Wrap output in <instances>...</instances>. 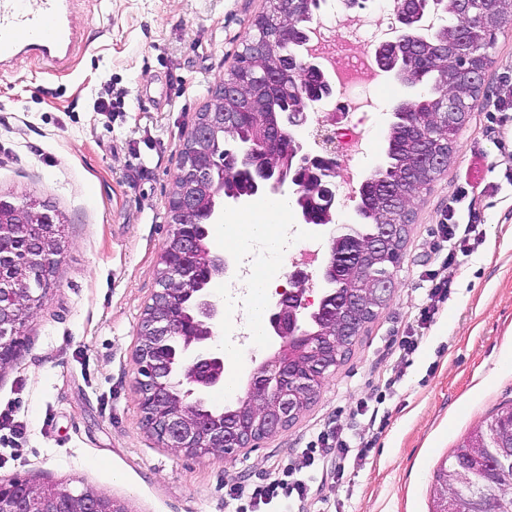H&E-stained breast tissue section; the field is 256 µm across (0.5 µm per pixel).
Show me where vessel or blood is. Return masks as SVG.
<instances>
[{
	"label": "vessel or blood",
	"mask_w": 512,
	"mask_h": 512,
	"mask_svg": "<svg viewBox=\"0 0 512 512\" xmlns=\"http://www.w3.org/2000/svg\"><path fill=\"white\" fill-rule=\"evenodd\" d=\"M78 0H0V68L27 55L47 71L70 68L86 46L73 23Z\"/></svg>",
	"instance_id": "obj_1"
}]
</instances>
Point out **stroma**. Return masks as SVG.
I'll list each match as a JSON object with an SVG mask.
<instances>
[{
	"mask_svg": "<svg viewBox=\"0 0 512 512\" xmlns=\"http://www.w3.org/2000/svg\"><path fill=\"white\" fill-rule=\"evenodd\" d=\"M264 0H80L87 47L70 72L19 58L0 71V197H36L65 224V248L44 306L0 364V409L25 429L0 430V482L63 483L121 501L128 512H228L230 488L274 477L314 433L337 424L359 433L364 459L316 480L299 512H433L436 474L472 431L512 407V155L490 142L487 106L512 77V24L499 34L481 93L454 138L450 162L410 202L403 258L387 308L361 329L350 354L284 431L223 458L158 442L141 420L136 349L170 237L168 201L186 133L226 79ZM366 126L367 176L386 160L394 108L418 94L388 75ZM111 97L112 111L94 102ZM473 186L482 242L443 268L438 227L449 199ZM306 224L297 205L282 223L296 246L328 252L334 225ZM445 269L447 302L418 329L426 273ZM423 332L409 364L403 336ZM402 379L385 381L394 371ZM380 399L376 418L355 413Z\"/></svg>",
	"mask_w": 512,
	"mask_h": 512,
	"instance_id": "obj_1",
	"label": "stroma"
}]
</instances>
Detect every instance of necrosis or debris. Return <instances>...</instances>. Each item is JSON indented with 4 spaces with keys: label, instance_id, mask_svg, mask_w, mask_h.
Listing matches in <instances>:
<instances>
[{
    "label": "necrosis or debris",
    "instance_id": "1",
    "mask_svg": "<svg viewBox=\"0 0 512 512\" xmlns=\"http://www.w3.org/2000/svg\"><path fill=\"white\" fill-rule=\"evenodd\" d=\"M372 27L379 29L382 39H389L392 26L382 10L355 18L339 15L333 21L320 22L315 39L316 52L334 69L336 92L345 101L342 112L334 117L338 126V181L343 190L353 188L359 175L354 161L371 147L363 123L365 114L374 109L376 102L366 91L380 87L382 81L361 35Z\"/></svg>",
    "mask_w": 512,
    "mask_h": 512
}]
</instances>
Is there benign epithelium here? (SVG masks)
<instances>
[{"mask_svg":"<svg viewBox=\"0 0 512 512\" xmlns=\"http://www.w3.org/2000/svg\"><path fill=\"white\" fill-rule=\"evenodd\" d=\"M275 11L258 15L252 25L265 33L264 39L254 44L255 54L262 59L263 76L254 83L241 81L233 76L222 81L212 91L196 121L183 150L188 162L179 167L181 188L171 194L168 209L175 218V227L164 253L167 262L159 276L162 287L153 295L142 320L140 342L136 358L138 385L141 395L142 422L163 444L190 455L221 457L233 448H251L256 441L273 435L293 422L303 404L318 395L326 375V368L306 360L309 355L322 357L336 354V337L321 328L309 333L302 327L309 313H321L330 320H339L346 335L357 334V317L366 310L378 312L388 302L392 281L376 280L367 265V257L388 255L397 250L403 237L402 224H380L371 238L370 251L359 245L356 227L350 222L336 225V236L331 238L329 257L322 267V278L327 281L334 269L355 265L359 271L361 287L347 293L340 289L322 296L314 302L305 296L303 288L307 274L295 270L289 275L293 289L284 290L268 323L281 340L273 361L259 365L248 384L246 396L238 399L241 408L237 415L227 418L224 413L213 414L204 409L203 401L188 400L194 389L218 385L224 378V352L209 340L214 329L224 322L223 303L213 298L205 284L215 277H222L230 270L229 260L221 254L205 249L197 239L192 217L199 198L206 193L216 195L218 188L212 179L206 146L238 119V113L225 108V102L243 96L273 93L281 83L283 70L279 62L269 61L270 52L278 42L290 38L284 24L286 14L306 10L309 0H274ZM472 0H448V25L456 28L452 43L436 41L438 29L428 20L419 26L420 39L434 45L435 53L448 54L468 62L476 58L477 44L473 35L484 30L501 13L502 0H483L481 10L475 12ZM394 39L377 50L376 60L382 73L393 71L388 63L389 51L405 35L401 27L393 28ZM491 58L483 59L481 66H467L462 77L471 86L482 84ZM333 97L332 86L319 98H307L291 108L283 117L296 151L303 152L308 160L307 170L291 168L267 151L259 153L252 145L245 144L227 160L226 173L236 179L248 178L255 191L261 195L277 193L287 182L294 186L296 200L307 201L316 207L317 217L303 216L328 224L331 209L336 205V178L338 164L334 136L323 127L317 128L314 139L319 151L315 154L304 150L297 139V128L307 123L309 115L322 112ZM466 102L452 93L443 92L439 98L438 121L417 123L422 142L418 160L434 169L448 164L452 141H439L440 130L463 124L467 116L461 114ZM24 235L31 239V262L57 264L62 250L58 242L49 237L47 226L29 218V211H7L0 205V245ZM189 295L193 300L196 327L182 325L180 297ZM46 289L31 284L30 268L24 267L16 274L14 287L0 296V361L8 360L14 336L21 323L42 306ZM182 343V352L189 353L183 360L166 359L162 350L172 338ZM185 378L190 389L180 394L171 382L173 373ZM512 422L501 430L498 442L487 449L502 468L512 469ZM0 512H127L125 506L96 491H84L76 504L63 502L56 484L35 485L24 482L0 483Z\"/></svg>","mask_w":512,"mask_h":512,"instance_id":"obj_1","label":"benign epithelium"}]
</instances>
